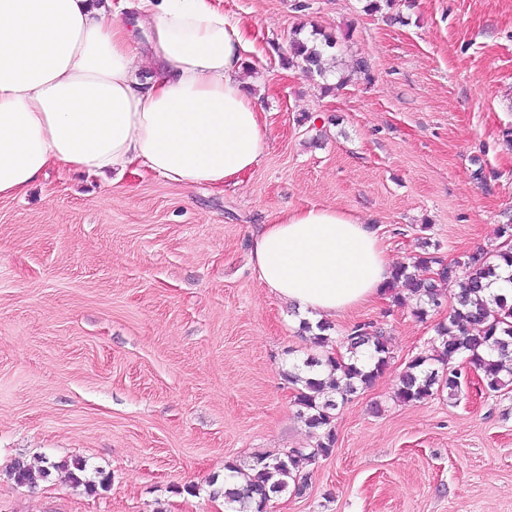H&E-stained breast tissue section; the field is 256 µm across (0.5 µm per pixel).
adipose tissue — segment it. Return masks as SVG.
I'll return each instance as SVG.
<instances>
[{
	"label": "adipose tissue",
	"instance_id": "obj_1",
	"mask_svg": "<svg viewBox=\"0 0 512 512\" xmlns=\"http://www.w3.org/2000/svg\"><path fill=\"white\" fill-rule=\"evenodd\" d=\"M121 10L148 22V49ZM245 44L213 0H0V198L52 167L239 184L268 136ZM251 261L313 324L383 297L392 270L371 225L333 208L281 212Z\"/></svg>",
	"mask_w": 512,
	"mask_h": 512
}]
</instances>
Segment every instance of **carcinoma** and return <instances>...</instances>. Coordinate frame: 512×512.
<instances>
[{
  "instance_id": "1",
  "label": "carcinoma",
  "mask_w": 512,
  "mask_h": 512,
  "mask_svg": "<svg viewBox=\"0 0 512 512\" xmlns=\"http://www.w3.org/2000/svg\"><path fill=\"white\" fill-rule=\"evenodd\" d=\"M327 41L317 44L299 38L293 32L285 64L301 68L305 73H320ZM501 243L492 250L478 249L446 264L435 255L438 244L420 237L422 253L411 266L393 269L389 289L402 282L407 293H395L393 302L411 308L412 315L423 321L442 305L445 294L438 283L458 277L459 290L455 302L448 306V316L435 325L436 337L431 348L412 359L398 376L396 397L403 402L422 401L444 390L448 397L457 395L464 381L465 369L476 371L479 382L490 393H500L512 386V296L494 294L486 301L483 294L508 272L512 283V224H500L495 230ZM432 272L429 278L417 276L414 269ZM345 354L331 352L324 358L294 363L283 373L284 380L297 387L298 414L318 437L311 448H289L276 454H265L243 466L234 462L224 465V503L227 512H267L276 496L290 490L300 495L307 487L308 468L334 451L336 409L357 390L369 386L387 369L390 361L389 337L373 322L352 329L342 341ZM454 359L457 365H450ZM72 482L92 491L95 484L108 482L86 480L81 474L85 463L73 462ZM37 472L23 461L9 468L8 477L18 485H33Z\"/></svg>"
}]
</instances>
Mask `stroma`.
<instances>
[{
  "label": "stroma",
  "instance_id": "stroma-1",
  "mask_svg": "<svg viewBox=\"0 0 512 512\" xmlns=\"http://www.w3.org/2000/svg\"><path fill=\"white\" fill-rule=\"evenodd\" d=\"M214 3L247 32L270 131L242 184L52 168L0 199V512H227L225 463L315 446L282 372L320 350L249 259L279 212L365 218L397 266L421 225L450 262L512 223V0ZM296 31L334 41L325 74L283 66ZM440 318L384 298L331 320L336 344L381 323L392 358L337 410L305 493L271 512H512V392L395 397ZM18 459L61 468L20 486ZM77 459L107 487L74 485Z\"/></svg>",
  "mask_w": 512,
  "mask_h": 512
}]
</instances>
